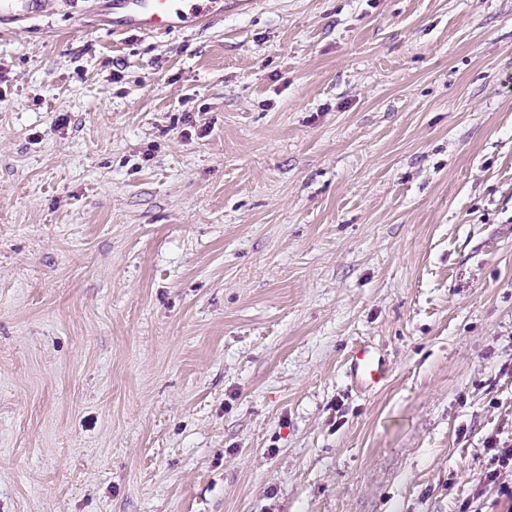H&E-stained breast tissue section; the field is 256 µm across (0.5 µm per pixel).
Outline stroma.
I'll use <instances>...</instances> for the list:
<instances>
[{"label": "stroma", "mask_w": 512, "mask_h": 512, "mask_svg": "<svg viewBox=\"0 0 512 512\" xmlns=\"http://www.w3.org/2000/svg\"><path fill=\"white\" fill-rule=\"evenodd\" d=\"M105 2L0 24V512H507L512 0ZM123 21L141 31L166 33L204 25L228 11H250L258 0H114ZM351 381L360 387L377 386L386 380L389 372V362L379 348L363 345L351 351L350 357ZM490 451H494L491 456V465H497L494 469L486 472L485 479L490 482H495L503 469L512 468V444L511 441L497 442L492 440L489 442L488 447Z\"/></svg>", "instance_id": "stroma-1"}]
</instances>
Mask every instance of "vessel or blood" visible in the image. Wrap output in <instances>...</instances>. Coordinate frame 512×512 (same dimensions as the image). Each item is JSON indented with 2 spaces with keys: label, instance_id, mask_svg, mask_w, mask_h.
I'll return each mask as SVG.
<instances>
[{
  "label": "vessel or blood",
  "instance_id": "obj_1",
  "mask_svg": "<svg viewBox=\"0 0 512 512\" xmlns=\"http://www.w3.org/2000/svg\"><path fill=\"white\" fill-rule=\"evenodd\" d=\"M257 0H115L126 24L153 33H165L176 28L197 27L224 13L248 11ZM38 0H0V18L21 20L38 13ZM350 378L360 387L377 386L386 380L389 362L381 349L363 345L355 348L349 357Z\"/></svg>",
  "mask_w": 512,
  "mask_h": 512
}]
</instances>
